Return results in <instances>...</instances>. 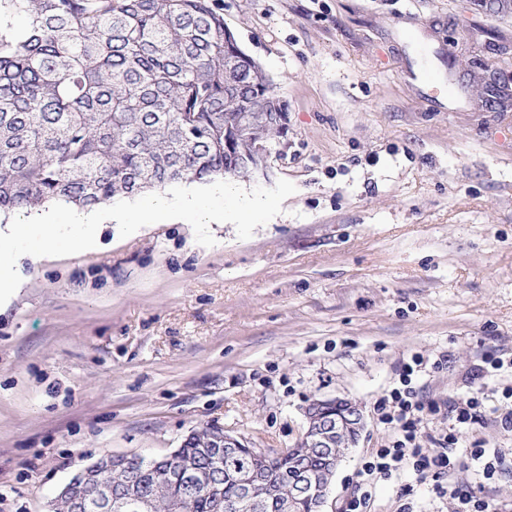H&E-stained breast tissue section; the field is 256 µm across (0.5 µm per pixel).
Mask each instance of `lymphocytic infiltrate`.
Wrapping results in <instances>:
<instances>
[{
    "mask_svg": "<svg viewBox=\"0 0 512 512\" xmlns=\"http://www.w3.org/2000/svg\"><path fill=\"white\" fill-rule=\"evenodd\" d=\"M428 366L440 371L445 361L439 358L429 363L423 356H413L402 367L399 386L376 400L374 408L381 422L390 425L397 435L390 445L376 449L362 463L344 512H367L375 483L397 477L407 468L412 469L418 481L446 484L450 498L459 501L463 512H498L492 499L477 495L472 486L456 481L461 463L455 451L458 440L455 431L443 437L437 454H427L421 448L419 431L426 402L413 386L412 377L417 370Z\"/></svg>",
    "mask_w": 512,
    "mask_h": 512,
    "instance_id": "1",
    "label": "lymphocytic infiltrate"
}]
</instances>
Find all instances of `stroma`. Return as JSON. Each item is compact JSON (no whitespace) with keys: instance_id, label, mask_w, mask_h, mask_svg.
I'll list each match as a JSON object with an SVG mask.
<instances>
[{"instance_id":"35a3bbf8","label":"stroma","mask_w":512,"mask_h":512,"mask_svg":"<svg viewBox=\"0 0 512 512\" xmlns=\"http://www.w3.org/2000/svg\"><path fill=\"white\" fill-rule=\"evenodd\" d=\"M287 108L250 190L292 182L282 211L246 240L187 222L94 248L21 256L0 305V512H46L83 466L167 454L215 425L254 447H293L314 398L359 404L365 428L324 512H342L362 460L393 432L373 404L413 354L447 356L413 381L435 411L421 444L439 449L449 405L481 394L512 409V107L478 77L512 83V18L474 0H214ZM512 461L498 417L463 429ZM459 478L512 512V468ZM457 512L404 471L373 489L371 512Z\"/></svg>"}]
</instances>
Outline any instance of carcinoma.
Returning a JSON list of instances; mask_svg holds the SVG:
<instances>
[{
	"label": "carcinoma",
	"mask_w": 512,
	"mask_h": 512,
	"mask_svg": "<svg viewBox=\"0 0 512 512\" xmlns=\"http://www.w3.org/2000/svg\"><path fill=\"white\" fill-rule=\"evenodd\" d=\"M28 21L24 36L8 17ZM265 70L239 47L211 0H0V213L49 202L96 207L178 182L245 177L252 166L224 139H274L279 127L243 126L244 112H284ZM208 428L179 457L221 466ZM314 449L271 461L294 471ZM155 462L107 479L138 478L157 512L183 493L157 484ZM186 512H224L199 488Z\"/></svg>",
	"instance_id": "carcinoma-1"
}]
</instances>
